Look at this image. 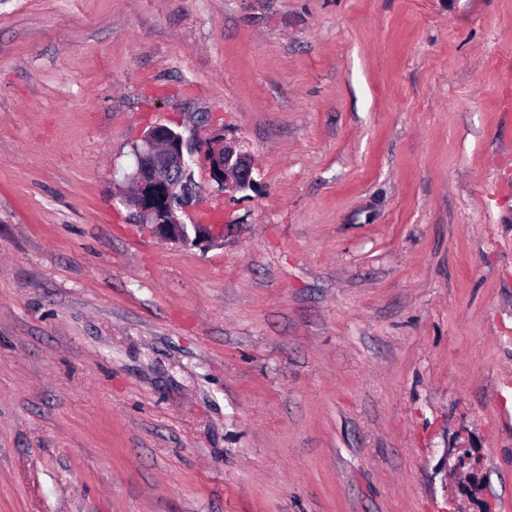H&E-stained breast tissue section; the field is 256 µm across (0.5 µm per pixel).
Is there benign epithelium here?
Returning <instances> with one entry per match:
<instances>
[{"label": "benign epithelium", "instance_id": "7a95c632", "mask_svg": "<svg viewBox=\"0 0 512 512\" xmlns=\"http://www.w3.org/2000/svg\"><path fill=\"white\" fill-rule=\"evenodd\" d=\"M203 153V166L209 181L217 184L224 193L234 195L255 186L254 158L239 142L228 141L221 132H213L197 146L183 134L166 125L148 129L141 142L133 146L139 162L125 172L124 183L133 182L134 192L120 195L119 201L129 211L136 223L152 226L161 239L192 246L214 245L224 241L226 225L215 219L186 223L183 216L191 205L177 206L173 196L179 192L180 178L192 172L193 156ZM455 467L470 473V483L457 487V493L471 499L480 488L477 460L468 446L459 445Z\"/></svg>", "mask_w": 512, "mask_h": 512}]
</instances>
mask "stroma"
Wrapping results in <instances>:
<instances>
[{
    "mask_svg": "<svg viewBox=\"0 0 512 512\" xmlns=\"http://www.w3.org/2000/svg\"><path fill=\"white\" fill-rule=\"evenodd\" d=\"M512 0H0V512H512ZM203 168L162 240L116 170ZM200 152L201 145L191 143L166 125L148 129L141 142L133 146L139 162L125 172L124 184L133 181L136 189L119 197L134 222L151 224L153 232L167 241L191 246L224 241L226 224L215 219L187 224L182 216L188 215L192 204L176 206L173 202L182 174L191 173L194 180L192 157ZM203 147V166L210 182L231 195L254 188V158L240 142L228 141L218 131L210 134ZM458 448L459 454L456 457L455 467L459 470L467 469L470 473L471 480L468 485H459L456 491L467 499L477 501L473 498V494L480 488L482 482L478 477L477 460L473 458V455L468 449L472 448V446H466L465 443H461Z\"/></svg>",
    "mask_w": 512,
    "mask_h": 512,
    "instance_id": "35a3bbf8",
    "label": "stroma"
}]
</instances>
